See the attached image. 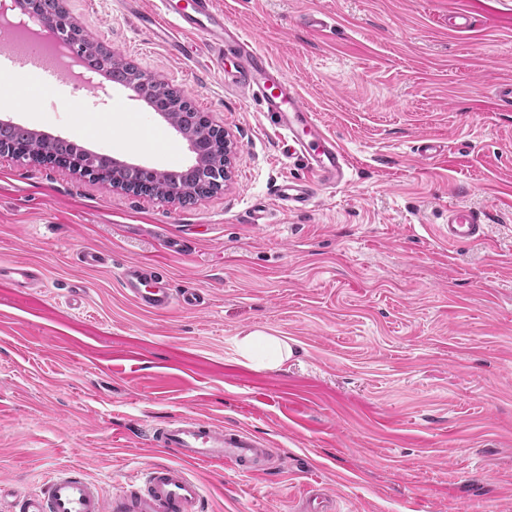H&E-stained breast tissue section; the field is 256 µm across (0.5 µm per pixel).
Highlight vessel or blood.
<instances>
[{"label": "vessel or blood", "mask_w": 512, "mask_h": 512, "mask_svg": "<svg viewBox=\"0 0 512 512\" xmlns=\"http://www.w3.org/2000/svg\"><path fill=\"white\" fill-rule=\"evenodd\" d=\"M121 4L138 13L141 25L153 36L169 37L177 30L198 36L202 49L212 52L216 61H223L228 53L236 57L238 69L232 84L243 97L260 101L274 128L287 136L289 154L302 155L306 160L308 178L287 180L279 189V198L289 209L308 208L318 189L344 183L349 167L345 152L302 104L296 88L243 38L215 0H191L184 7L175 0H160L155 12L142 10L140 0H121ZM486 229L480 212L452 205L447 223L438 225L437 233L445 241L467 243L485 239ZM4 276L25 287L39 281L41 272L24 263L1 264L0 278ZM121 282L126 294L150 312L163 313L176 306L190 309L201 302L197 290L175 291L146 263L125 265ZM152 437L159 447L179 457L180 465L151 466L112 493L62 471L31 491L0 486V499L13 498V512H203L202 488L186 475L182 462L224 463L249 474L272 467V451L263 442L210 420L179 417L154 428Z\"/></svg>", "instance_id": "1"}]
</instances>
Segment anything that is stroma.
<instances>
[{
  "label": "stroma",
  "instance_id": "1",
  "mask_svg": "<svg viewBox=\"0 0 512 512\" xmlns=\"http://www.w3.org/2000/svg\"><path fill=\"white\" fill-rule=\"evenodd\" d=\"M350 159L309 208L277 195L305 178L258 101L195 36L184 56L150 41L118 0H64L93 40L179 90L232 148L221 191L163 201L56 165L0 158V483L38 488L70 468L113 491L172 462L152 438L180 416L272 448L265 473L184 463L206 512H301L322 488L335 512H512V0H219ZM331 16L322 35L312 12ZM468 13L471 32L448 28ZM0 109L47 134L140 165L189 164L145 102L86 82L18 84ZM445 145L426 158L418 139ZM485 216V240L435 233L449 205ZM264 223H255L256 212ZM84 249L105 253L88 268ZM155 265L199 309H141L120 279ZM262 330L294 353L275 369L236 343ZM41 275L42 273L37 267L24 263H14L8 266L0 265V278L8 276L18 287H27L36 283Z\"/></svg>",
  "mask_w": 512,
  "mask_h": 512
}]
</instances>
